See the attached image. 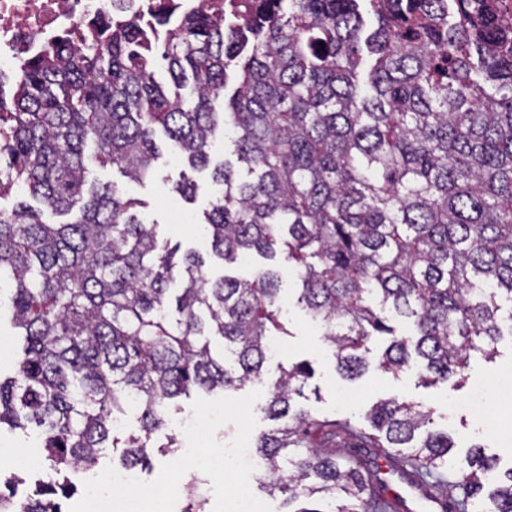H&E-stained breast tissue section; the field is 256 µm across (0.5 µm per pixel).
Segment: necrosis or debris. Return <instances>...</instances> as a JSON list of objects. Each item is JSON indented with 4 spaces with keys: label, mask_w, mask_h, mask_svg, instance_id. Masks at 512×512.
<instances>
[{
    "label": "necrosis or debris",
    "mask_w": 512,
    "mask_h": 512,
    "mask_svg": "<svg viewBox=\"0 0 512 512\" xmlns=\"http://www.w3.org/2000/svg\"><path fill=\"white\" fill-rule=\"evenodd\" d=\"M187 6V0H0V94L12 87L25 64L53 44L92 37L94 19L116 22L138 16L147 20L163 12L170 15V24L151 30L152 37L163 39L174 32L173 19Z\"/></svg>",
    "instance_id": "4bbe7bcc"
}]
</instances>
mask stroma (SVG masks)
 Segmentation results:
<instances>
[{"mask_svg": "<svg viewBox=\"0 0 512 512\" xmlns=\"http://www.w3.org/2000/svg\"><path fill=\"white\" fill-rule=\"evenodd\" d=\"M159 155L154 163L152 178L144 182H134L124 177L112 167H97L92 171L93 179L100 182L117 184L126 197L138 203L137 210L148 224L159 225L165 239L180 244L182 249H195L204 252L205 271L208 277L216 278L222 274L247 277L252 273L253 264L236 265L230 268L222 266L213 256L207 255L204 235L199 220L209 200L220 193L210 170L195 171L179 158L169 147L164 136H157ZM193 180L197 186V200L189 204L172 190L180 177ZM299 282L293 273H286L283 279L282 297L286 303L288 335L279 337L283 350L280 365H291L302 360L310 361L315 374L309 380L302 398L296 405L307 411L312 418L322 421L350 420L358 428L368 429L366 419L368 410L375 403L399 397L421 403L433 410V418L438 427L447 429L453 439L458 454H465L473 445H482L486 454L496 456L501 467L512 466V413L499 415L498 429H491L488 423V411L498 402L499 383L503 378L512 376V337L504 336L498 345L497 356L490 361L471 359L464 378H450L433 386L421 384L416 371H404L396 375L386 373L375 363L384 347L383 339H374L371 343L373 365L360 378L349 381L342 378L337 370L334 357L324 341L318 327L312 324L295 304ZM347 389L355 393L354 402L342 403L337 393ZM482 395L485 405L473 406L474 395ZM191 399L181 397L168 406L167 425L153 434V446L166 444L168 439H176L177 447L167 454L153 457L156 467L172 462L181 455L187 445V439L178 425L180 418L192 412ZM14 449V456H0V485L23 476L24 481L17 487L18 497L32 493L37 481L36 475L21 474L18 463L24 455H42L43 448L37 431L0 430V449Z\"/></svg>", "mask_w": 512, "mask_h": 512, "instance_id": "obj_1", "label": "stroma"}]
</instances>
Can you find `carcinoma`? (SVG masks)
Listing matches in <instances>:
<instances>
[{"instance_id": "cac0c4a2", "label": "carcinoma", "mask_w": 512, "mask_h": 512, "mask_svg": "<svg viewBox=\"0 0 512 512\" xmlns=\"http://www.w3.org/2000/svg\"><path fill=\"white\" fill-rule=\"evenodd\" d=\"M159 58L191 100L157 81ZM230 67L241 79L227 98ZM220 128L236 163L212 167ZM158 131L223 187L204 212L212 255L282 254L343 377L366 372L376 336L380 368L425 386L464 378L471 355L490 361L512 336V24L496 0H267L240 33L202 3L163 44L138 19L104 24L92 46L28 62L0 100V192L36 201L0 208V291L21 336L0 429L39 428L55 474L118 447L122 465L149 467L173 399L255 381L267 337L287 333L279 268L208 278L117 185L89 179L107 165L149 178ZM310 378L305 363L282 366L265 400L264 487L306 503L291 512H386L387 479L366 456L336 455L350 446L383 449L389 473L433 496L427 478L452 467L453 443L429 429L432 411L381 401L371 434L317 421L294 406ZM128 408L142 435L120 439L112 418ZM468 465L454 512H512V467L495 474L479 446ZM67 490L52 480L21 503L0 490V512H61L50 506Z\"/></svg>"}]
</instances>
